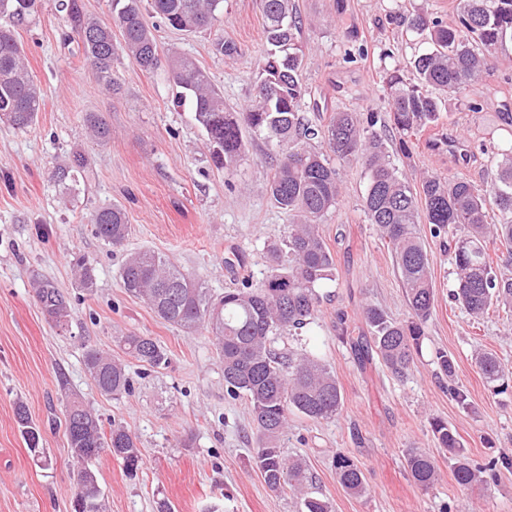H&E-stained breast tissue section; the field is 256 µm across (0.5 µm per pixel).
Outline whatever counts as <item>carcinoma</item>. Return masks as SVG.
<instances>
[{"label":"carcinoma","instance_id":"1","mask_svg":"<svg viewBox=\"0 0 512 512\" xmlns=\"http://www.w3.org/2000/svg\"><path fill=\"white\" fill-rule=\"evenodd\" d=\"M145 3L173 29L196 32L214 28L224 0H112L108 22L83 15L76 0H59L60 11L78 37V47L109 87L114 84L112 64L119 52L145 73L160 65L155 36L142 17ZM257 5L270 49L259 61L262 80L249 105L239 111L228 107L209 74L189 56L171 55L167 73L179 88L180 98L190 100L217 166L231 173L240 165L246 155L245 128L263 133L266 144L279 149L265 191L275 207L288 213V237L268 243L267 272L258 284L245 283L221 296L212 295L205 283L151 250L130 254L119 278L128 294L147 302L164 322L186 333L203 327L212 334L225 393L249 404L257 430L255 463L266 486L273 492H292L302 512H331L329 501L316 491L306 462L288 456L281 438L291 413L314 421L339 414L342 394L336 374L310 354L279 353L272 343L275 336L314 322L321 302L318 288L332 279L335 260L320 224L336 209L341 196L334 161L359 159L368 173L363 211L393 254L410 321L396 322L377 306L365 307V347L394 375L404 377L435 311L431 262L417 225H430L435 238L459 230L448 248L455 273L451 296L468 315L479 319L494 305L512 306V277L497 272L487 247L489 239L500 240L508 253L505 263L512 262V145L494 153L492 176L483 188L465 178L447 182L424 174L420 189H414L390 159L374 113L336 112L323 128L309 123L303 112L306 87L301 79L303 23L293 0H257ZM38 7L39 0H0V120L20 131L35 124L42 91L30 73L15 28L28 22ZM114 26L121 35L117 44L112 37ZM409 26L428 31L431 48L413 62L417 82L404 80L397 69L386 75V109L404 153L411 135L438 120L434 92L462 93L491 69L498 47L512 41V0H458L450 21L417 14L409 19ZM86 122L93 139H110L111 128L100 115L90 113ZM92 223L105 245L124 247L129 224L120 206L97 209ZM74 266L78 287L93 290L89 260L76 256ZM35 294L45 318L62 330L68 328L71 305L64 292L42 280ZM119 343L125 355L144 366L168 364L166 350L151 336L131 334ZM475 365L488 383L505 377L504 367L491 353L477 354ZM84 366L100 393L119 396L130 392L126 364L112 355L87 346ZM60 390L66 399L67 445L76 466L73 512H105L93 462L107 452L129 476H135L142 463L137 438L120 423L104 428L78 397L67 393L64 379ZM14 415L29 450L41 452L40 428L23 402L16 403ZM431 428L439 447L455 457L454 476L460 485L496 477L497 461L471 463L461 452L458 434L447 423L435 419ZM405 462L409 477L420 488L438 481L437 466L428 452L414 448ZM336 475L349 494H365L363 471L350 457L336 455Z\"/></svg>","mask_w":512,"mask_h":512}]
</instances>
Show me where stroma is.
I'll use <instances>...</instances> for the list:
<instances>
[{
  "label": "stroma",
  "instance_id": "35a3bbf8",
  "mask_svg": "<svg viewBox=\"0 0 512 512\" xmlns=\"http://www.w3.org/2000/svg\"><path fill=\"white\" fill-rule=\"evenodd\" d=\"M306 23L303 81L305 111L315 124L333 112L384 115L383 79L428 50L426 36L398 26L393 13L424 10L445 19L455 0H294ZM160 55L192 56L233 108L247 104L260 78L258 61L268 45L256 0H224L221 26L234 56L216 52L213 37L183 34L153 12ZM58 0H43L39 14L18 30L31 72L43 90L37 121L26 131L0 122V512H72V458L65 436L59 378H66L103 424L117 421L136 435L143 463L128 476L110 455L96 463L109 512H155L170 501L174 512H297L289 492L267 489L254 456L256 439L244 400L229 399L224 375L206 330L186 334L161 319L122 288L118 270L126 251L151 249L213 292L260 281L268 241L288 231V216L264 186L276 163L262 136L248 135L247 157L231 173L216 168L205 131L190 103H177L166 67L144 73L118 57L116 84L105 89L85 59ZM512 113V44L499 47L492 69L458 96L442 101L437 126L412 139L402 155L399 137L388 150L400 171H429L482 184L489 167L487 131L512 141L500 113ZM102 114L112 129L107 144L93 143L85 117ZM456 133L469 150L457 164L442 144ZM85 162L78 183L57 181L58 166L73 153ZM343 198L320 231L336 261L335 279L316 321L294 335L278 337L280 351L304 349L330 365L343 392L336 418L312 421L291 416L284 449L303 457L333 512H512V378L494 392L474 365L487 351L512 369V308L494 306L473 320L450 298L454 276L442 239L428 225L420 232L432 260L435 312L406 377H394L377 356L354 349L364 335L361 311L373 304L405 322L409 309L390 249L361 206L365 170L360 161L339 163ZM120 205L130 232L125 251H111L95 236L94 211ZM86 256L94 268L93 292L77 288L71 260ZM48 279L68 293V329L51 326L33 298V282ZM136 332L157 339L170 363L153 369L131 362L132 390L115 399L101 395L84 363L91 344L121 356L117 336ZM455 358V376L439 375L437 351ZM468 395L453 400L449 386ZM23 402L41 430L43 455L31 453L15 421ZM456 431L474 463L498 460L487 483L459 485L447 451L438 448L430 423ZM192 447H183L186 436ZM420 448L440 473L429 490L406 472L405 453ZM362 468L367 491L348 494L336 477L337 453Z\"/></svg>",
  "mask_w": 512,
  "mask_h": 512
}]
</instances>
